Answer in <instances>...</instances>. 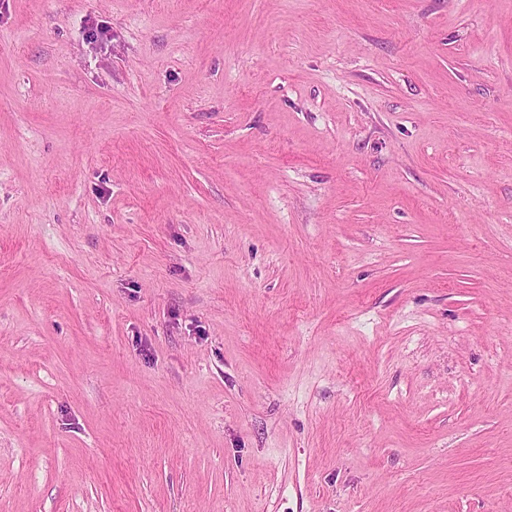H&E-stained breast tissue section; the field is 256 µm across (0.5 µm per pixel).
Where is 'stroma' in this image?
<instances>
[{
  "mask_svg": "<svg viewBox=\"0 0 512 512\" xmlns=\"http://www.w3.org/2000/svg\"><path fill=\"white\" fill-rule=\"evenodd\" d=\"M0 512H512V0H0Z\"/></svg>",
  "mask_w": 512,
  "mask_h": 512,
  "instance_id": "1",
  "label": "stroma"
}]
</instances>
